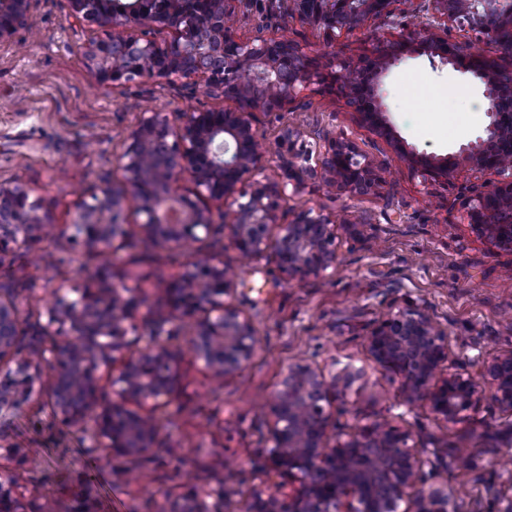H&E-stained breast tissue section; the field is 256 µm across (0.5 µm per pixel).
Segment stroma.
I'll return each mask as SVG.
<instances>
[{
  "mask_svg": "<svg viewBox=\"0 0 512 512\" xmlns=\"http://www.w3.org/2000/svg\"><path fill=\"white\" fill-rule=\"evenodd\" d=\"M246 11L249 34L286 33L313 59L325 53L355 59L400 31L396 13L328 39L284 17L272 0H249ZM111 32V24L76 19L69 0H31L16 45L0 46V182L28 185L54 224L71 223L77 205L100 189L123 185L117 157L143 113L224 105L196 79L102 86L83 52ZM449 86L483 95L471 73L429 55L396 62L382 82L388 136L361 126L354 105L334 90L305 91L290 112L258 113L268 146H276L288 124L315 155L335 129L379 164L385 182L362 202L309 179L279 211L283 224L308 209L340 217L338 259L324 276L289 280L273 256L243 259L219 225L188 249L152 244L112 254L113 282L139 286L146 310L160 312L168 310L172 284L192 251L213 253L232 273L226 300L252 320L256 348L219 387L202 363L180 358L175 387L156 412V443L132 463L105 461L104 450L94 449L85 432L62 426L46 400L25 406L8 442L37 453L29 497L38 512H160L190 485L223 490L224 512H244L254 491L272 493L284 483L269 465L270 402L281 370L302 359L328 374H358L333 405L332 443L358 427L390 421L408 433L430 482L453 489V512H512V413L487 402L470 418L448 423L426 402L407 401L401 378L382 370L367 346L387 314L414 306L447 330L472 376H479L482 359L512 349V286L504 281L512 254L477 239L463 219L464 202L496 175L460 167L433 178L406 159L414 153L438 160L483 136L488 115L473 119L465 108L449 109ZM38 247L60 265L35 266L22 250L0 264V293L29 312L30 335L46 324L54 298L81 285L101 263L95 252L63 238L41 239ZM473 445L483 453L470 468L449 464L447 448Z\"/></svg>",
  "mask_w": 512,
  "mask_h": 512,
  "instance_id": "stroma-1",
  "label": "stroma"
}]
</instances>
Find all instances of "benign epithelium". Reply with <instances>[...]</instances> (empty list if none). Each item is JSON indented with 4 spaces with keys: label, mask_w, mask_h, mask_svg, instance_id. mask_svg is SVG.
I'll return each instance as SVG.
<instances>
[{
    "label": "benign epithelium",
    "mask_w": 512,
    "mask_h": 512,
    "mask_svg": "<svg viewBox=\"0 0 512 512\" xmlns=\"http://www.w3.org/2000/svg\"><path fill=\"white\" fill-rule=\"evenodd\" d=\"M75 15L110 22L112 34L90 43L84 56L103 84L135 78H202L231 108L188 109L169 116L145 112L128 134L118 164L128 189L100 190L82 204L69 224L54 226L61 236L106 257L130 237L124 213L130 202L144 216L139 231L164 246L183 249L209 234L215 215L224 222L231 245L244 258L274 249L279 271L288 279L319 277L336 266V216L311 209L279 223L282 203L303 189L302 174L329 190L353 198L374 194L383 185L375 162L346 134L326 135L319 167L297 147L300 131L281 129L270 157L255 126L258 112L287 111L312 85L330 86L343 78L353 89L359 123L389 130L379 96L382 77L402 56L437 50L441 63L479 79L489 102L486 137L462 147L445 163L425 157L410 163L433 175L456 168L492 172L501 181L465 202L467 224L475 236L512 253V0H428L431 14L403 15L395 39L381 42L373 56L357 61L330 59L320 65L288 36H249L242 31L244 0H70ZM283 15L318 26L325 36L352 31L398 0H277ZM30 0H0V45L10 44L23 24ZM464 20L494 43L496 55L473 52L468 40L454 44L440 36L448 23ZM171 29L158 42L155 30ZM276 162L274 178L257 176ZM192 184L181 191L180 182ZM244 201L227 200L237 185ZM32 190L0 182V263L17 250H31L36 232L47 223ZM276 238H271L272 228ZM232 280L223 262L195 252L173 283V308L155 316L157 334L172 338L177 319L191 320L185 353L202 363L209 378L224 379L252 357L256 336L251 320L226 301ZM74 299L59 295L47 310L41 336L21 344L26 317L17 302L0 294V427L8 415L38 399L48 388L49 407L60 424L90 434L108 456L138 458L154 446L153 418L177 381L174 354L160 344L133 351L131 321L145 299L133 288L76 289ZM380 368L403 379L409 401L423 400L448 423L464 419L490 399L512 412V350L482 361L481 381L455 367L451 339L436 321L417 309L389 315L368 337ZM357 377L327 376L314 363L298 361L282 371L271 402L270 451L273 470L297 483L287 492L257 491L247 512H450L448 486L428 484L421 462L409 448V434L388 422L364 425L329 445L331 408L336 395ZM26 469L0 467V512H30ZM161 512H224V489H194L170 498Z\"/></svg>",
    "instance_id": "7a95c632"
}]
</instances>
